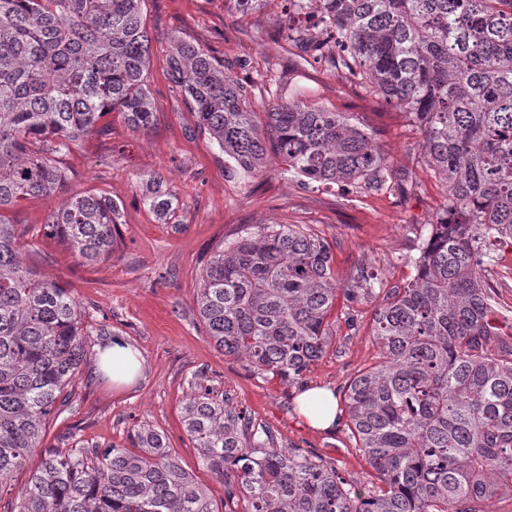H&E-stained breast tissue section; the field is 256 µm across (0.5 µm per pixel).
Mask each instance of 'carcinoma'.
<instances>
[{
	"label": "carcinoma",
	"instance_id": "1",
	"mask_svg": "<svg viewBox=\"0 0 512 512\" xmlns=\"http://www.w3.org/2000/svg\"><path fill=\"white\" fill-rule=\"evenodd\" d=\"M282 39L410 114L448 195L412 259L415 275L383 288L361 266L342 286L329 246L299 224H260L216 246L197 310L209 340L250 370L290 382L326 351L338 294L383 296L372 336L380 361L343 392L346 427L374 471L366 492L336 463L275 450L269 430L194 378L182 423L200 464L224 480V512H489L512 497V322L484 271L512 247V0H283ZM143 0H0V487L42 447L86 356L90 330L71 289L27 266L8 212L64 196L44 224L86 264L107 261L120 208L68 194L57 157L101 134L119 112L154 124L146 85ZM172 82L195 128L233 171L262 172L274 152L299 179L381 190L385 156L340 112L294 102L256 110L254 87L199 45L176 39ZM144 201L168 214L163 179ZM44 450L0 512H215L163 433L135 424L127 444Z\"/></svg>",
	"mask_w": 512,
	"mask_h": 512
}]
</instances>
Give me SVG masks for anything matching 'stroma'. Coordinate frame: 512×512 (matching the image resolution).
Segmentation results:
<instances>
[{
    "label": "stroma",
    "instance_id": "35a3bbf8",
    "mask_svg": "<svg viewBox=\"0 0 512 512\" xmlns=\"http://www.w3.org/2000/svg\"><path fill=\"white\" fill-rule=\"evenodd\" d=\"M142 10L151 37L146 84L156 109L152 128L134 131L113 113L104 119L105 135L88 137L61 157L70 190L102 193L119 204L115 253L104 263L84 264L45 236L42 226L59 198L32 199L11 213L28 236L27 263L71 288L94 331L74 401L51 416L44 443L61 447L72 434L85 447L102 448L125 443L132 425L149 424L164 433L220 510L224 483L201 466L181 419L193 378L201 373L269 429L277 448L319 454L336 461L347 479L369 484L372 470L344 423L329 433L314 430L296 411L294 398L310 387L343 393L350 380L377 363L373 303L337 298L324 356L291 385L249 371L210 342L197 312L196 288L213 247L259 224L307 225L329 245L340 281L364 265L385 287L405 283L413 274L410 257L448 208L443 185L422 160L423 136L404 110L366 92L345 71L308 61L278 39L286 19L281 0L246 13L233 0H144ZM176 37L210 51L238 80L252 83L256 101H300L366 127L387 157V189L357 196L305 184L273 155L259 176L225 169L223 153L208 135L194 133L192 110L172 87L168 58ZM156 173L173 204L164 220L143 198L145 179ZM112 336L123 338L142 359L133 385H115L98 368V355Z\"/></svg>",
    "mask_w": 512,
    "mask_h": 512
}]
</instances>
